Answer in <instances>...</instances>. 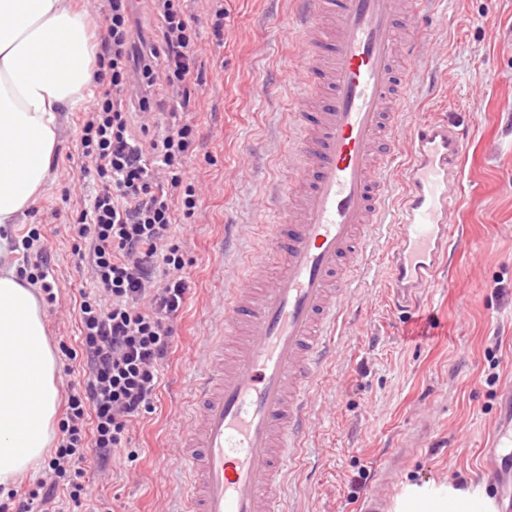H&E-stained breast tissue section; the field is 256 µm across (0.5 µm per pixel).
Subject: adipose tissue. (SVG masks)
<instances>
[{
	"mask_svg": "<svg viewBox=\"0 0 512 512\" xmlns=\"http://www.w3.org/2000/svg\"><path fill=\"white\" fill-rule=\"evenodd\" d=\"M87 23L74 0H0V227L24 223L50 179L62 114L86 106ZM59 371L40 302L0 268V484L33 474L56 438ZM391 512H498L481 487L406 485Z\"/></svg>",
	"mask_w": 512,
	"mask_h": 512,
	"instance_id": "obj_1",
	"label": "adipose tissue"
}]
</instances>
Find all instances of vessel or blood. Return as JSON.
Returning a JSON list of instances; mask_svg holds the SVG:
<instances>
[{"mask_svg": "<svg viewBox=\"0 0 512 512\" xmlns=\"http://www.w3.org/2000/svg\"><path fill=\"white\" fill-rule=\"evenodd\" d=\"M435 0H295L294 31L307 81L289 122L296 163L268 183L279 215L266 252L247 261V285L227 288L209 357L196 377L177 467L181 512H293L288 471L310 424L309 396L347 303L371 268V245L393 233L385 266L394 299L437 274L451 246L466 136L452 120H413L416 61ZM411 160L398 208L389 203L395 135Z\"/></svg>", "mask_w": 512, "mask_h": 512, "instance_id": "obj_1", "label": "vessel or blood"}]
</instances>
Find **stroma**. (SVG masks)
Listing matches in <instances>:
<instances>
[{
    "instance_id": "1",
    "label": "stroma",
    "mask_w": 512,
    "mask_h": 512,
    "mask_svg": "<svg viewBox=\"0 0 512 512\" xmlns=\"http://www.w3.org/2000/svg\"><path fill=\"white\" fill-rule=\"evenodd\" d=\"M224 40L199 29L202 82L194 96L201 140L189 160L200 205L178 225L190 290L175 321L171 353L153 413L128 434L129 455L102 472L84 465L92 499L66 512H176L184 479L176 460L189 381L208 358L206 337L225 290L240 276L242 247L260 245L275 216L267 181L285 178L288 113L304 91L303 46L293 31V0H223ZM433 37L421 50L436 74L428 90L410 73L419 117L449 116L467 133L453 221L454 258L419 293L412 312L396 309L383 267L390 240L357 290L355 311L336 338L332 362L312 395L305 448L290 472L298 512H358L383 467L387 492L408 482L477 481L512 512V461L491 449L503 392L512 384V0H436ZM78 113L64 115L51 179L25 223L7 225L14 240L38 227L60 301L43 305L50 344L79 343L76 302L93 282L75 254L67 217L96 186L80 177ZM71 199H64L65 189ZM497 468L498 481L485 472Z\"/></svg>"
}]
</instances>
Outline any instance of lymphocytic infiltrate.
<instances>
[{"mask_svg":"<svg viewBox=\"0 0 512 512\" xmlns=\"http://www.w3.org/2000/svg\"><path fill=\"white\" fill-rule=\"evenodd\" d=\"M156 22L144 31L131 0H94L101 20L94 89L79 124L81 171L96 195L69 230L95 289L79 303L80 342L61 345L79 361L59 422L55 452L30 487L11 489L0 512H64L87 499L83 465L125 453L130 424L151 412L189 289L176 226L199 205L186 160L199 128L191 88L200 84L198 25L224 39V9L205 20L183 0H147Z\"/></svg>","mask_w":512,"mask_h":512,"instance_id":"lymphocytic-infiltrate-1","label":"lymphocytic infiltrate"}]
</instances>
